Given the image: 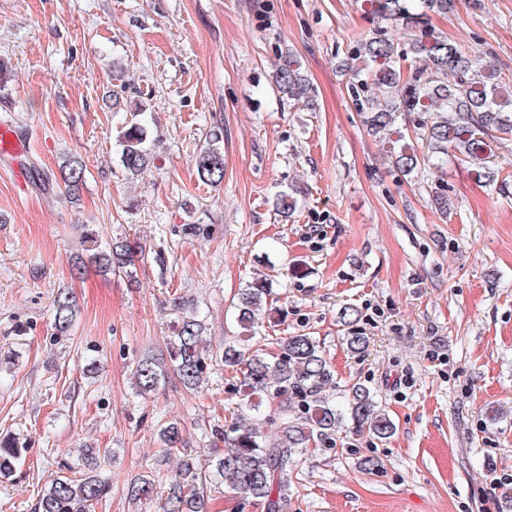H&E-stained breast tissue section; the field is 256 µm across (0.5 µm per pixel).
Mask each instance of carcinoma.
Returning a JSON list of instances; mask_svg holds the SVG:
<instances>
[{"instance_id":"carcinoma-1","label":"carcinoma","mask_w":512,"mask_h":512,"mask_svg":"<svg viewBox=\"0 0 512 512\" xmlns=\"http://www.w3.org/2000/svg\"><path fill=\"white\" fill-rule=\"evenodd\" d=\"M374 12L384 19L402 22L416 35L393 42L376 29L356 41L354 53L364 66L353 70L349 92L364 126L375 135L388 137L389 153L400 172L441 171L448 156L483 167L479 177L489 185H507L500 171L484 165L486 138L500 133L512 136V95L503 92L497 71L481 65L460 48L429 30L430 14H446L456 0H370ZM280 97L300 101L308 97L310 83L297 60H284L275 74ZM419 113L418 129L428 143L418 154L408 124L402 115ZM148 128L140 120L119 136V162L124 171L138 175L150 164L146 148ZM199 179L219 185L224 180V154L217 146L200 152L196 160ZM65 188L79 193L86 178V165L69 156L59 168ZM143 247L128 240L91 249L78 257L76 270L91 264L102 272L128 270L142 255ZM273 280L255 278L238 291L237 326L256 337L265 318V304L272 294ZM54 327L59 335L69 333L78 308L73 293L60 289L53 301ZM340 319L347 326V344L361 354L367 337L355 328L356 310L345 307ZM205 322L191 310L181 317L166 355H146L133 363L132 386L145 397L166 384L169 374L195 390L203 382L214 355L205 345ZM240 333L224 337L219 361L224 370L239 376L237 391L241 414L224 426L220 436L224 449L210 459L206 468L197 467L185 452L187 442L180 424L170 421L159 430L165 457L178 458V480L170 484L162 512H209L208 487L220 484L240 500L261 505L266 512H281L286 501L288 473L308 449H333L346 444V435H368L379 442L389 439L394 422L377 400L376 393L362 383L344 390V404H336V376L315 337L306 333L276 339L275 347L252 350L241 345ZM274 429L269 436L259 426ZM25 442L14 433L0 436V479H9L21 463ZM115 455L109 448L86 445L82 468L64 462L59 473L37 494L33 512H94L95 506L112 491L110 482L98 473V459ZM154 480L144 475L130 483L127 495L135 503L151 500Z\"/></svg>"}]
</instances>
